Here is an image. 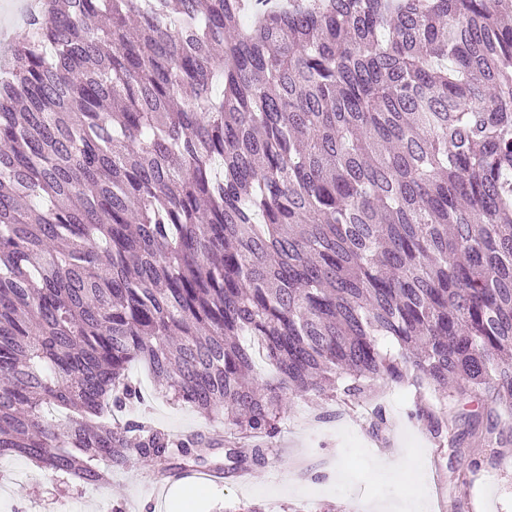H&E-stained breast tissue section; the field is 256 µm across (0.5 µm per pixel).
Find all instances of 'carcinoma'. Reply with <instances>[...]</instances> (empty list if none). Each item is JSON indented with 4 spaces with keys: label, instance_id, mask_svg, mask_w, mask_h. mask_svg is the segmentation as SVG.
Returning <instances> with one entry per match:
<instances>
[{
    "label": "carcinoma",
    "instance_id": "carcinoma-1",
    "mask_svg": "<svg viewBox=\"0 0 512 512\" xmlns=\"http://www.w3.org/2000/svg\"><path fill=\"white\" fill-rule=\"evenodd\" d=\"M250 18L243 26V18ZM0 68V457L98 488L205 462L128 366L227 424L488 390L512 461V0H40ZM258 345L276 372L253 376Z\"/></svg>",
    "mask_w": 512,
    "mask_h": 512
}]
</instances>
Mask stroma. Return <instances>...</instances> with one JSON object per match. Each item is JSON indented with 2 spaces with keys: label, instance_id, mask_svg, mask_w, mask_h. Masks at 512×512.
Instances as JSON below:
<instances>
[{
  "label": "stroma",
  "instance_id": "1",
  "mask_svg": "<svg viewBox=\"0 0 512 512\" xmlns=\"http://www.w3.org/2000/svg\"><path fill=\"white\" fill-rule=\"evenodd\" d=\"M129 377L138 385L155 425L169 433L199 432L214 444L206 462L228 466L224 421L189 404H174L139 363ZM420 402L414 388L375 383L369 398L359 402L322 400L316 396L288 402L275 438L277 453L254 466L252 480L195 484L169 483L156 496L153 466L132 464L113 471L106 488L63 487L31 461L0 459V512H138L162 502L161 512H179L184 503L195 512H228L242 503L264 512H368L378 499L404 489L425 512H512V464L475 467L488 448L467 432V420L481 407L480 397L459 405L448 424V437L437 443L417 416ZM390 442L394 473L376 474L378 442Z\"/></svg>",
  "mask_w": 512,
  "mask_h": 512
}]
</instances>
